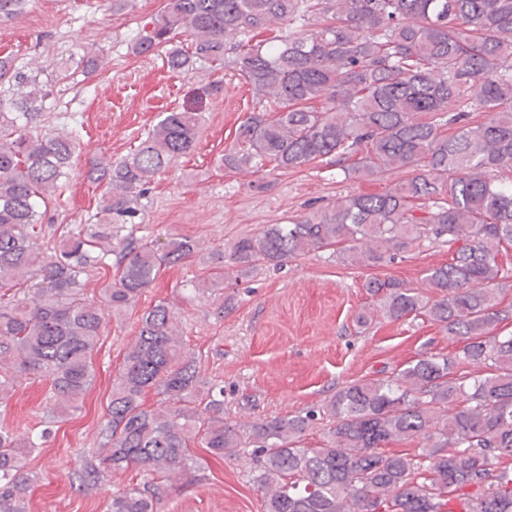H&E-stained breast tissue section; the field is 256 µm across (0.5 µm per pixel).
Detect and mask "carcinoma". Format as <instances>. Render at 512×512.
<instances>
[{"mask_svg":"<svg viewBox=\"0 0 512 512\" xmlns=\"http://www.w3.org/2000/svg\"><path fill=\"white\" fill-rule=\"evenodd\" d=\"M302 17L315 25L306 34L240 40ZM151 25L134 38L135 54L166 46L169 70L183 73L220 64L230 49L240 76L275 104L241 122L225 167L328 159L363 181L412 169L381 192L241 237L216 263L247 271L331 249L381 267L446 243L451 259L422 276L435 298L394 278L373 276L364 288L388 318L424 315L463 346L358 379L317 411L242 425L224 419V388L200 377L161 301L138 319L82 482L134 467L142 479L113 492L106 512H162L177 477L201 476L196 449L222 459L253 448L263 512H512V335L494 333L512 318L500 306L512 275L499 260L512 247V183L502 176L512 172V0H164ZM179 33L191 49L171 46ZM0 84L10 89L0 96V400L32 375L74 413L94 379L105 312L128 310L161 270L197 250L189 238L118 233L135 223L155 176L192 149L200 116L164 112L129 156L92 164L108 188L96 223L47 256L43 208L68 178L76 136L40 126L50 90L4 57ZM112 266L115 282L87 297L83 275ZM460 364L481 372L459 374ZM318 418L332 426L305 448ZM414 439L425 441L414 454L392 447ZM34 447L0 425V512H28Z\"/></svg>","mask_w":512,"mask_h":512,"instance_id":"cac0c4a2","label":"carcinoma"}]
</instances>
